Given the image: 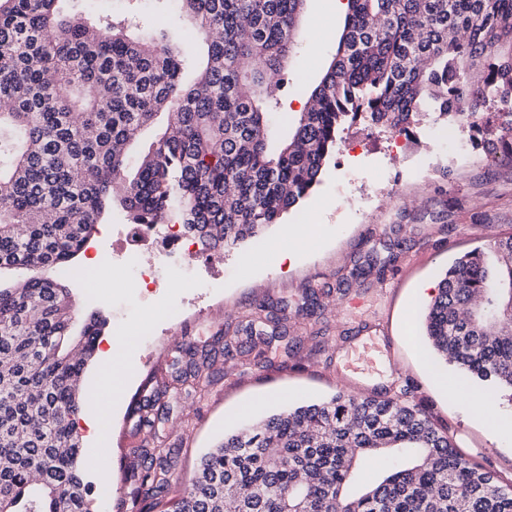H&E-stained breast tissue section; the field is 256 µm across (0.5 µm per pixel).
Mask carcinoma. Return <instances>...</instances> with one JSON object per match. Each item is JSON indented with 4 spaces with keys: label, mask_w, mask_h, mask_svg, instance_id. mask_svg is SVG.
<instances>
[{
    "label": "carcinoma",
    "mask_w": 512,
    "mask_h": 512,
    "mask_svg": "<svg viewBox=\"0 0 512 512\" xmlns=\"http://www.w3.org/2000/svg\"><path fill=\"white\" fill-rule=\"evenodd\" d=\"M306 2L175 0L191 35L175 42L97 0H0V269L32 271L0 287V512H89L80 380L106 319L75 325L67 280L106 212L160 224L175 210L230 252L297 209L346 122L402 132L512 94V0H347L334 57L278 140L269 77L288 80ZM496 116L479 147L512 161V111ZM425 326L441 360L512 391V236L446 270ZM181 352L196 390L217 350ZM128 458V512H512L511 487L393 397L338 391L246 424L169 507L164 440Z\"/></svg>",
    "instance_id": "cac0c4a2"
}]
</instances>
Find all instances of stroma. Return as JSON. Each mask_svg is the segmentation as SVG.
I'll use <instances>...</instances> for the list:
<instances>
[{
    "label": "stroma",
    "instance_id": "35a3bbf8",
    "mask_svg": "<svg viewBox=\"0 0 512 512\" xmlns=\"http://www.w3.org/2000/svg\"><path fill=\"white\" fill-rule=\"evenodd\" d=\"M326 4L307 2L304 39L276 108L278 123L299 111L335 53L343 17ZM433 123L429 116L412 127V149L395 162L393 134L357 121L343 140L361 143V150H337L315 190L283 223L190 275L179 262L148 253L160 282L155 289L133 283L114 233L125 216L113 211L86 250L100 265L95 288L77 277L70 281L78 315L103 310L108 333L138 339L124 359L126 381L112 401L108 433L82 443L80 465L96 512H118L128 493L123 457L135 446L151 447L154 432L173 450L168 495L174 498L203 453L242 424V407L252 406L258 419L340 390L394 395L406 385L411 401L429 405L461 452L512 483V400L436 364L423 337L429 298L421 292L460 254L512 235V162L486 158L458 167L450 159L452 141L430 133ZM367 187L372 199L361 216L357 201ZM368 265L373 273L352 277L355 267ZM380 266L387 269L381 278L375 274ZM260 304L281 320L262 357L250 351L245 330ZM185 339L232 342L233 357L218 360L202 398L172 396L168 422L155 430L141 425L128 415L132 397L171 382L182 368L178 345Z\"/></svg>",
    "mask_w": 512,
    "mask_h": 512
}]
</instances>
